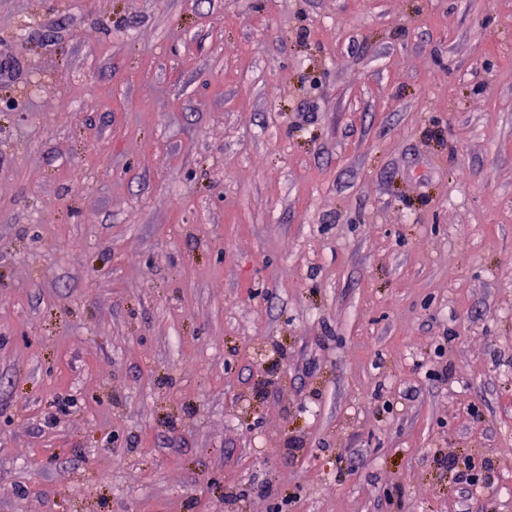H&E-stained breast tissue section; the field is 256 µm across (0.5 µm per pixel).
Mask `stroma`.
I'll list each match as a JSON object with an SVG mask.
<instances>
[{
	"mask_svg": "<svg viewBox=\"0 0 512 512\" xmlns=\"http://www.w3.org/2000/svg\"><path fill=\"white\" fill-rule=\"evenodd\" d=\"M1 63L0 512H512V0H0Z\"/></svg>",
	"mask_w": 512,
	"mask_h": 512,
	"instance_id": "obj_1",
	"label": "stroma"
}]
</instances>
